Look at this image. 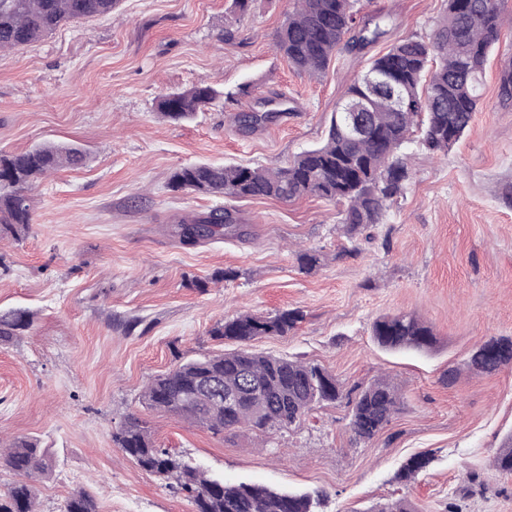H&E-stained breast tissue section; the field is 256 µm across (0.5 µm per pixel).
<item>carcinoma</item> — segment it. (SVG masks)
<instances>
[{"instance_id": "cac0c4a2", "label": "carcinoma", "mask_w": 512, "mask_h": 512, "mask_svg": "<svg viewBox=\"0 0 512 512\" xmlns=\"http://www.w3.org/2000/svg\"><path fill=\"white\" fill-rule=\"evenodd\" d=\"M119 0H0V50L23 46L52 33L67 21L109 14ZM359 0H297V8L276 35L275 46L300 74L317 76L345 45L363 50L384 34V21L360 15ZM504 0H447L445 14L427 36H411L373 58L368 68L386 71L398 84L404 105L394 109L383 92L367 95L363 78L349 89L348 99L369 98L364 114L366 137H350L340 118L332 117L324 141L297 154L278 168L244 164H194L177 169L170 187L222 196L227 201L275 198L291 201L315 196L343 206L340 223L348 236L377 224L391 201L410 179L405 145L413 130L418 144L431 154H445L470 128L481 101L486 62L505 25ZM224 95L202 81L185 92L162 98L161 114L173 121L191 119ZM278 108L240 114L237 121L255 130L274 118ZM84 154L72 146L43 144L18 154L0 153V231L14 237L26 232L33 215L29 189L39 178L65 165H78ZM237 231L231 208L216 209L181 228L183 242ZM303 320L298 310L274 316L240 313L211 329L219 340L239 347L220 354H203L155 376L144 387L142 403L149 409L177 416L214 434L247 426L266 433L300 427L314 408L345 400L351 405L353 439L369 442L400 411L398 385L380 376L365 386L345 388L324 368L299 359L276 357L249 349L261 336H284ZM30 324L27 312L0 315V341L8 342ZM371 333L387 349L432 347V328L414 315H383ZM512 364V337L492 338L471 355L468 367L492 374ZM212 380L226 392L238 394V408L197 392ZM112 442L144 471L169 480L168 486L187 494L194 512H315L321 494L279 491L251 482L226 483L198 465L185 462L156 445L146 423L129 415L112 433ZM430 463L427 455L410 458L396 480L408 486ZM0 467L21 480L0 493V512H37L34 482L51 467L46 450L15 437L0 438ZM493 467L512 475V437L500 448ZM61 512H98L95 498L72 493ZM374 512H417L406 498L389 499Z\"/></svg>"}]
</instances>
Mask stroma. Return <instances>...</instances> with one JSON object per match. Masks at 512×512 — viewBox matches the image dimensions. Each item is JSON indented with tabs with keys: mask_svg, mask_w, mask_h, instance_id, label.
I'll use <instances>...</instances> for the list:
<instances>
[{
	"mask_svg": "<svg viewBox=\"0 0 512 512\" xmlns=\"http://www.w3.org/2000/svg\"><path fill=\"white\" fill-rule=\"evenodd\" d=\"M388 19L386 35L340 48L317 77L295 72L274 48L294 0H120L110 14L71 21L39 41L0 51V152L44 142L86 157L40 179L33 222L0 236V312L33 322L0 342V435L47 450L39 512H60L77 490L98 512H194L112 443L127 415L158 446L225 481L324 492L320 512H370L407 497L417 512H512V476L492 467L512 437V365L476 374L464 365L493 337L512 336V102L499 75L512 65L504 27L485 72L481 105L448 154L409 143L411 178L380 223L347 238L336 204L318 197L248 199L244 237L184 243L181 222L224 198L173 191L177 168L202 162L286 165L320 144L333 112L370 58L402 38L430 34L446 0H363ZM216 105L173 123L158 102L200 81ZM287 116L256 131L236 118L272 94ZM317 254L309 273L296 252ZM303 314L285 336L253 350L301 358L346 387L387 375L404 403L373 440L355 442L346 402L317 407L302 428L221 435L146 408L147 381L178 362L233 350L210 331L244 312ZM411 313L437 338L424 352L388 351L371 336L385 314ZM461 373L451 384L448 368ZM432 463L411 486L396 473L411 456ZM476 472L469 483L468 472Z\"/></svg>",
	"mask_w": 512,
	"mask_h": 512,
	"instance_id": "1",
	"label": "stroma"
}]
</instances>
